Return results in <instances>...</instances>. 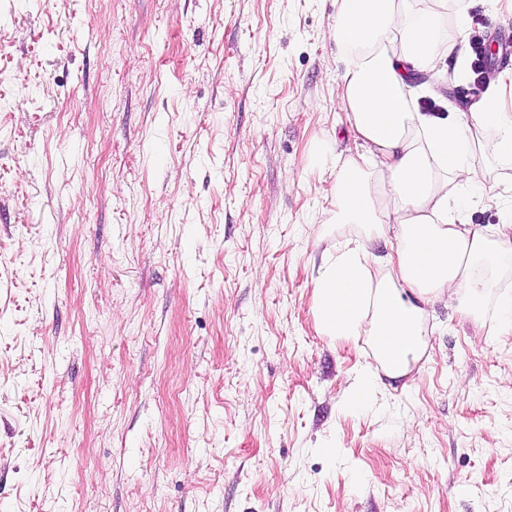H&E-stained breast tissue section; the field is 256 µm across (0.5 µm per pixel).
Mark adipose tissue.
I'll list each match as a JSON object with an SVG mask.
<instances>
[{"label":"adipose tissue","instance_id":"ef3b65f1","mask_svg":"<svg viewBox=\"0 0 512 512\" xmlns=\"http://www.w3.org/2000/svg\"><path fill=\"white\" fill-rule=\"evenodd\" d=\"M462 2L338 0L331 36L346 55L338 106L361 149L335 162L328 221L353 232L319 270L314 317L322 335L372 343L379 368L352 387L354 405L378 375L406 377L423 357L429 304L512 332V221L488 229L466 220L474 201L492 194L477 179L476 156L512 164V76L451 121L419 111L406 92L412 72L440 80L438 59L467 46ZM451 13L457 23L446 38ZM387 235L390 252L375 257L372 241Z\"/></svg>","mask_w":512,"mask_h":512}]
</instances>
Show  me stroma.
I'll list each match as a JSON object with an SVG mask.
<instances>
[{"mask_svg":"<svg viewBox=\"0 0 512 512\" xmlns=\"http://www.w3.org/2000/svg\"><path fill=\"white\" fill-rule=\"evenodd\" d=\"M336 8L0 0V512H512V335L435 304L350 411L371 349L317 328ZM465 12L497 61L438 60L452 112L512 74V14Z\"/></svg>","mask_w":512,"mask_h":512,"instance_id":"stroma-1","label":"stroma"}]
</instances>
